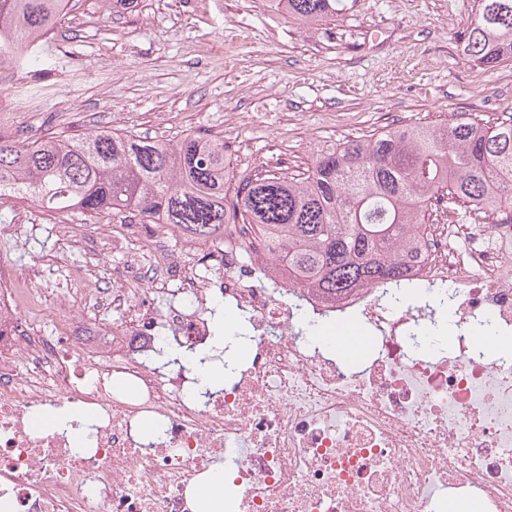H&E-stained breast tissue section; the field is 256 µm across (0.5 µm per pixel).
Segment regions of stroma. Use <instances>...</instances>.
<instances>
[{
	"mask_svg": "<svg viewBox=\"0 0 512 512\" xmlns=\"http://www.w3.org/2000/svg\"><path fill=\"white\" fill-rule=\"evenodd\" d=\"M326 22H300L274 0H70L48 36L40 69L0 72V140L70 139L118 128L173 143L190 134L223 138L242 179L266 170L299 178L324 148L401 125L434 126L466 114L512 117V62H467L459 39L477 0H344ZM46 99L38 111L27 101ZM112 217L59 215L20 198L0 200V258L31 282L45 312L34 327L53 337L60 321L110 334L91 343L110 360L126 341L112 322L148 314L82 307L71 276L81 269L111 287L128 261ZM106 251L98 264L92 250Z\"/></svg>",
	"mask_w": 512,
	"mask_h": 512,
	"instance_id": "35a3bbf8",
	"label": "stroma"
}]
</instances>
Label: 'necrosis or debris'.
I'll use <instances>...</instances> for the list:
<instances>
[{"label":"necrosis or debris","mask_w":512,"mask_h":512,"mask_svg":"<svg viewBox=\"0 0 512 512\" xmlns=\"http://www.w3.org/2000/svg\"><path fill=\"white\" fill-rule=\"evenodd\" d=\"M408 231L421 294L397 301L368 286L333 309L361 324L367 351L356 360L305 335L331 309L267 286L266 265L245 258L259 250L246 224L225 225L208 255L219 279L184 267L160 227H126L139 260L88 303L122 310L128 283L146 277L182 285L168 291L166 334L161 322L127 326L144 345L109 362L68 326L37 336L29 323L44 304L18 284L9 308L24 322L0 328L18 365L0 369V497L15 512H194L198 477L230 457L224 512H447L452 501L512 512V208ZM219 301L249 320L248 335L224 339L222 389L147 361L158 347H207ZM66 406L92 415L89 454L73 453L69 430L36 423Z\"/></svg>","instance_id":"obj_1"}]
</instances>
